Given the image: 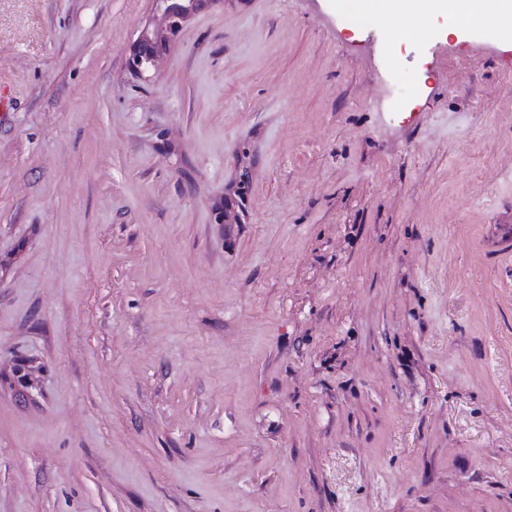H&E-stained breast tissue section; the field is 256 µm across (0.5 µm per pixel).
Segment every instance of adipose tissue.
<instances>
[{"label": "adipose tissue", "instance_id": "adipose-tissue-1", "mask_svg": "<svg viewBox=\"0 0 512 512\" xmlns=\"http://www.w3.org/2000/svg\"><path fill=\"white\" fill-rule=\"evenodd\" d=\"M336 9L356 25L380 21L396 45L426 40L439 22L455 36L477 26L497 29L512 47V0H336Z\"/></svg>", "mask_w": 512, "mask_h": 512}]
</instances>
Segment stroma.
<instances>
[{"label":"stroma","instance_id":"obj_1","mask_svg":"<svg viewBox=\"0 0 512 512\" xmlns=\"http://www.w3.org/2000/svg\"><path fill=\"white\" fill-rule=\"evenodd\" d=\"M345 22L0 0V512H512V50ZM151 1L161 25L153 29H143L133 46L129 67L139 75H144L157 67L164 48L204 2V0Z\"/></svg>","mask_w":512,"mask_h":512}]
</instances>
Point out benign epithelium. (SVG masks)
<instances>
[{"mask_svg": "<svg viewBox=\"0 0 512 512\" xmlns=\"http://www.w3.org/2000/svg\"><path fill=\"white\" fill-rule=\"evenodd\" d=\"M203 2L204 0H152L161 25L141 31L129 57L130 69L139 75L155 69L164 48L199 10Z\"/></svg>", "mask_w": 512, "mask_h": 512, "instance_id": "1", "label": "benign epithelium"}]
</instances>
